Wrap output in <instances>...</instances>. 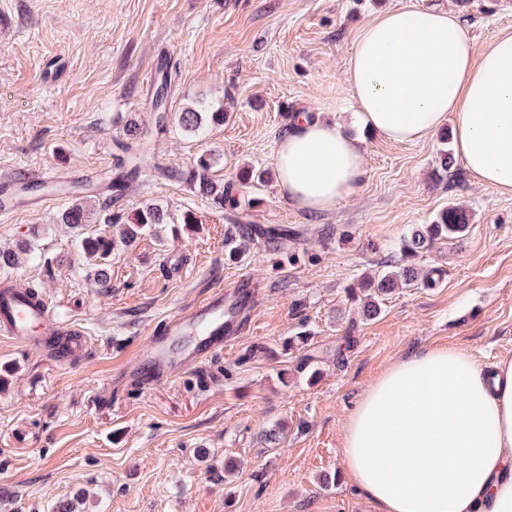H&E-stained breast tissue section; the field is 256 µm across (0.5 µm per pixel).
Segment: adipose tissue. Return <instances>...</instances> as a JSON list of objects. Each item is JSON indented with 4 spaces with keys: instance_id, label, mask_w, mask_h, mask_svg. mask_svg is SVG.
<instances>
[{
    "instance_id": "obj_1",
    "label": "adipose tissue",
    "mask_w": 512,
    "mask_h": 512,
    "mask_svg": "<svg viewBox=\"0 0 512 512\" xmlns=\"http://www.w3.org/2000/svg\"><path fill=\"white\" fill-rule=\"evenodd\" d=\"M345 81L355 121L392 143L451 124L479 185L512 194V33L476 51L448 10L395 7L359 31ZM282 196L323 213L356 191L365 152L340 124L295 114L275 156ZM341 454L377 512H512V358L415 350L364 391Z\"/></svg>"
}]
</instances>
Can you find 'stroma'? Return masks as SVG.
I'll return each instance as SVG.
<instances>
[{
    "instance_id": "stroma-1",
    "label": "stroma",
    "mask_w": 512,
    "mask_h": 512,
    "mask_svg": "<svg viewBox=\"0 0 512 512\" xmlns=\"http://www.w3.org/2000/svg\"><path fill=\"white\" fill-rule=\"evenodd\" d=\"M403 5L456 12L479 48L512 31V0H0V176L55 167L108 176L133 119L159 164L185 170L207 152L215 178L264 172L240 191L251 202L244 223L317 229L284 250L256 241L231 262L229 212L187 182L149 174L119 206L103 194L88 200L78 229L56 221L66 199L0 220V250L32 244L0 277L44 292L61 326L81 329L89 346L86 358L60 364L0 335V375L9 376L0 512H56L74 500L80 512H374L340 452L366 387L416 349L454 347L481 365L512 356V195L473 184L459 164L453 181L436 182L440 136L392 143L350 115L355 34ZM163 62L179 71L169 112L221 107L223 124L193 134L173 123L155 135L150 101ZM298 112L341 122L364 143L362 187L321 214L289 204L275 176ZM144 202L162 206L169 223L115 244L99 283L81 238L106 232L113 209L129 215ZM451 202L471 215L466 234L415 260L441 271L439 286L396 289L364 319L346 287L396 259L403 236ZM242 279L250 321L222 352L149 387L127 376V351L145 348L157 324ZM301 324L309 346L285 351ZM308 353L322 371L313 385L297 370ZM278 422L283 439L265 442ZM327 474L335 485L324 486Z\"/></svg>"
}]
</instances>
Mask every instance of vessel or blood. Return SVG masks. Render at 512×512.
I'll return each instance as SVG.
<instances>
[{"instance_id": "vessel-or-blood-1", "label": "vessel or blood", "mask_w": 512, "mask_h": 512, "mask_svg": "<svg viewBox=\"0 0 512 512\" xmlns=\"http://www.w3.org/2000/svg\"><path fill=\"white\" fill-rule=\"evenodd\" d=\"M66 181V176L55 170L39 174L19 171L0 179V216H9L21 208L43 209L60 201L62 195L57 187ZM225 295L216 292L152 331L147 353L130 360L128 372L143 384L152 385L176 373L189 359L221 352ZM63 332L68 340L55 346V356L64 360L82 354L86 349L83 332L76 328L62 331L55 309L45 296L31 295L28 289L10 279L0 280L1 336L23 338L40 345L45 337Z\"/></svg>"}]
</instances>
